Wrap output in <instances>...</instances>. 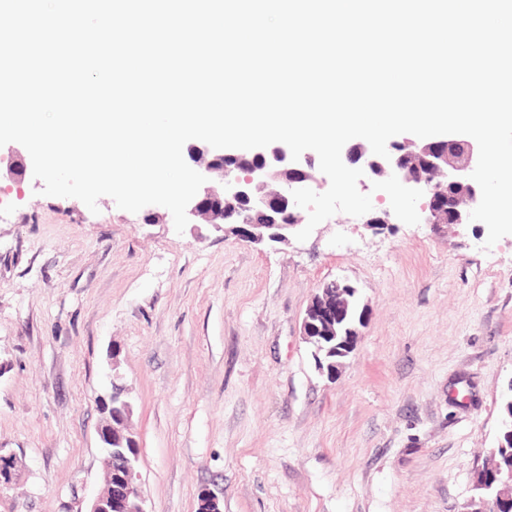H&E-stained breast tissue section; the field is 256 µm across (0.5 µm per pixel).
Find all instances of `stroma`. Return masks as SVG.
<instances>
[{"label": "stroma", "mask_w": 512, "mask_h": 512, "mask_svg": "<svg viewBox=\"0 0 512 512\" xmlns=\"http://www.w3.org/2000/svg\"><path fill=\"white\" fill-rule=\"evenodd\" d=\"M42 188L0 164V512H88L114 360L146 512H468L512 388V235L485 248L370 183L387 228L259 244ZM337 279L368 316L331 379L302 321Z\"/></svg>", "instance_id": "35a3bbf8"}]
</instances>
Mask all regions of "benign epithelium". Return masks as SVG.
<instances>
[{
  "label": "benign epithelium",
  "instance_id": "benign-epithelium-1",
  "mask_svg": "<svg viewBox=\"0 0 512 512\" xmlns=\"http://www.w3.org/2000/svg\"><path fill=\"white\" fill-rule=\"evenodd\" d=\"M390 159L373 154L367 143L346 149L345 157L364 171L362 180L373 183L396 181L404 196L422 199L423 223L467 225L469 214L479 204L481 190L471 178L478 161V145L467 135L444 138H406L387 143ZM229 149H214L206 143L189 148V166L208 178L187 206L188 223L224 226V233L253 243L281 242L301 226L299 207L292 191L319 179L309 156L291 158L283 143L253 150L255 161L245 169L224 165ZM334 290L313 297L303 320V336L313 345L316 362L320 354L336 357V365L354 349L357 326L367 311L359 307L356 289L345 281L332 282ZM120 375H111V391L100 399L102 419L98 428L106 456L104 483L88 512H146L137 486L140 453L134 436L125 432L131 412Z\"/></svg>",
  "mask_w": 512,
  "mask_h": 512
}]
</instances>
